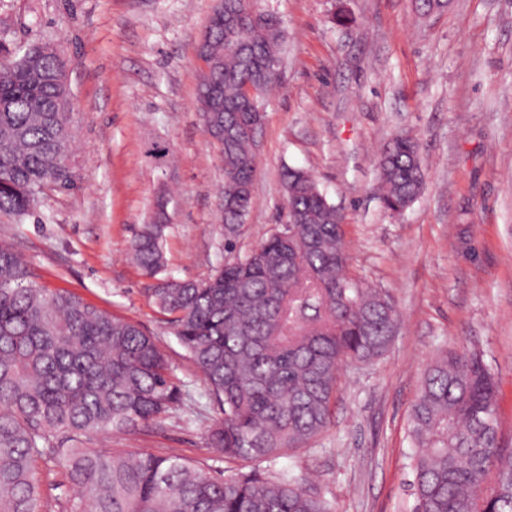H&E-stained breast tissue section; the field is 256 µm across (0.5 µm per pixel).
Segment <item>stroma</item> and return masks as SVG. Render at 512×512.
<instances>
[{"mask_svg":"<svg viewBox=\"0 0 512 512\" xmlns=\"http://www.w3.org/2000/svg\"><path fill=\"white\" fill-rule=\"evenodd\" d=\"M217 0H0V41L59 42L72 59L74 185L50 190L25 223L0 218V242L36 281L141 324L183 393L160 426L95 436L94 448L176 452L241 471L207 447L214 413L196 365L143 292L127 258L166 199L167 273L201 280L223 262L221 153L195 110L198 42ZM283 21L281 80L257 137L252 209L238 243L259 245L285 219L280 173L308 170L343 218L351 275L390 295L387 352L341 367L330 425L307 448L259 463L309 476L335 512H410V412L441 351H476L499 389L512 452V0H264ZM343 12L349 24L334 16ZM413 137L424 187L402 214L379 196L377 159ZM166 147L154 160L152 143Z\"/></svg>","mask_w":512,"mask_h":512,"instance_id":"stroma-1","label":"stroma"}]
</instances>
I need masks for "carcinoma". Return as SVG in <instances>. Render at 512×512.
<instances>
[{
  "label": "carcinoma",
  "mask_w": 512,
  "mask_h": 512,
  "mask_svg": "<svg viewBox=\"0 0 512 512\" xmlns=\"http://www.w3.org/2000/svg\"><path fill=\"white\" fill-rule=\"evenodd\" d=\"M446 6L417 0L415 9L427 17ZM284 39L272 11L228 29L217 8L197 49L205 64L197 92L215 91L223 103L206 132L224 159L233 259L206 280H179L166 273V225H142L130 244L154 307L208 386L216 417L207 447L241 463L306 447L331 422L339 367L380 358L398 330L390 297L350 275L342 217L304 169L282 172L286 223L236 254L256 167L245 163L249 140L226 143L222 131L247 120L246 84L262 102L279 83L255 77L237 49L279 57ZM70 64L38 42L20 52L0 43V216L14 224L46 189L73 182L60 152L75 128L58 110L55 81ZM378 170L385 209L403 213L424 185L417 142L396 136ZM181 403L167 355L139 324L39 286L23 257L0 244V512H334L301 475L226 476L173 454L87 447L97 434L159 425ZM497 409L480 354L446 350L431 361L410 413L412 512H512V453L501 451ZM42 461L61 464L77 499L46 494Z\"/></svg>",
  "instance_id": "1"
}]
</instances>
